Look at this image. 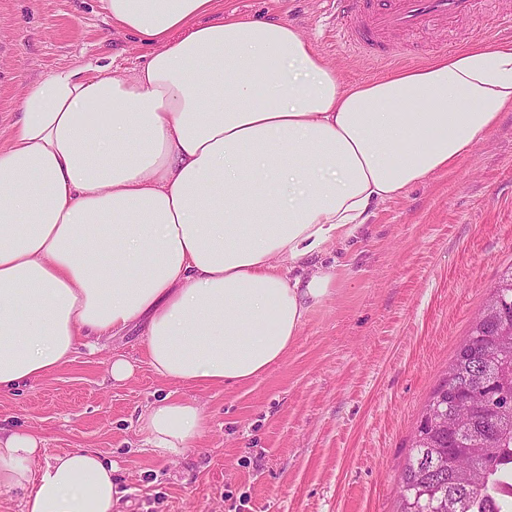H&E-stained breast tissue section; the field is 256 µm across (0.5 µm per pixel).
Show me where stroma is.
Wrapping results in <instances>:
<instances>
[{
	"instance_id": "stroma-1",
	"label": "stroma",
	"mask_w": 512,
	"mask_h": 512,
	"mask_svg": "<svg viewBox=\"0 0 512 512\" xmlns=\"http://www.w3.org/2000/svg\"><path fill=\"white\" fill-rule=\"evenodd\" d=\"M222 2L293 24L345 81L394 70L337 48L326 0ZM148 52L113 30L99 0H0V136L28 84L96 59L129 75ZM323 262L336 268L332 293L258 380L165 382L133 328L1 393L0 419L33 432L44 454L92 448L112 459L119 512H397L410 435L488 286L512 267V112L454 170L376 206ZM118 354L135 366L120 383L110 377ZM167 395L205 416L198 447L177 458L139 432V414Z\"/></svg>"
}]
</instances>
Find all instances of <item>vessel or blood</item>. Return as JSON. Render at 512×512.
<instances>
[{
	"label": "vessel or blood",
	"instance_id": "1",
	"mask_svg": "<svg viewBox=\"0 0 512 512\" xmlns=\"http://www.w3.org/2000/svg\"><path fill=\"white\" fill-rule=\"evenodd\" d=\"M336 9L338 42L352 51L374 52L391 63L401 52L388 41L394 32L452 34L473 16L478 0H331Z\"/></svg>",
	"mask_w": 512,
	"mask_h": 512
}]
</instances>
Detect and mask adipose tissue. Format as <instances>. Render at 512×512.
I'll return each instance as SVG.
<instances>
[{"label":"adipose tissue","mask_w":512,"mask_h":512,"mask_svg":"<svg viewBox=\"0 0 512 512\" xmlns=\"http://www.w3.org/2000/svg\"><path fill=\"white\" fill-rule=\"evenodd\" d=\"M220 0H101L148 45L122 75L85 64L29 85L0 145V392L133 326L156 376L244 384L297 341L373 203L447 173L512 112V42L344 82L283 20L212 15ZM200 406L139 418L176 458ZM116 465L42 457L0 425V491L23 512H114Z\"/></svg>","instance_id":"ef3b65f1"}]
</instances>
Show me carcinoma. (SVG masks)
<instances>
[{
    "instance_id": "obj_1",
    "label": "carcinoma",
    "mask_w": 512,
    "mask_h": 512,
    "mask_svg": "<svg viewBox=\"0 0 512 512\" xmlns=\"http://www.w3.org/2000/svg\"><path fill=\"white\" fill-rule=\"evenodd\" d=\"M512 293L485 303L418 421L400 474L399 512H496L512 497Z\"/></svg>"
}]
</instances>
